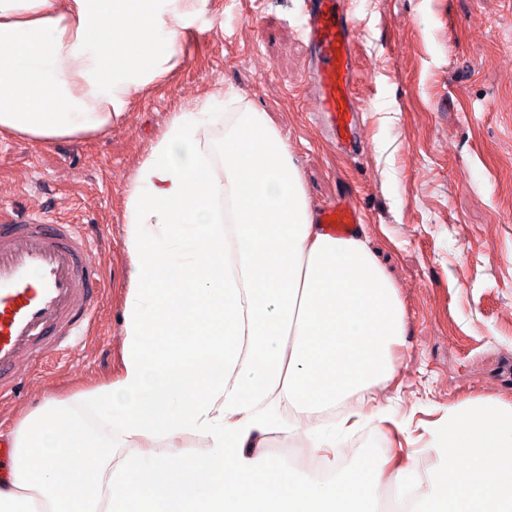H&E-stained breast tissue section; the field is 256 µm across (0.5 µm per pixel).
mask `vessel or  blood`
<instances>
[{
	"mask_svg": "<svg viewBox=\"0 0 512 512\" xmlns=\"http://www.w3.org/2000/svg\"><path fill=\"white\" fill-rule=\"evenodd\" d=\"M337 0H305L302 31L313 49L318 112L335 138L351 137L358 107L348 23ZM317 221L337 237L359 222L354 206L319 208ZM101 287L91 244L75 224L33 213L0 222V400L18 388L22 358L60 354L90 326Z\"/></svg>",
	"mask_w": 512,
	"mask_h": 512,
	"instance_id": "1",
	"label": "vessel or blood"
}]
</instances>
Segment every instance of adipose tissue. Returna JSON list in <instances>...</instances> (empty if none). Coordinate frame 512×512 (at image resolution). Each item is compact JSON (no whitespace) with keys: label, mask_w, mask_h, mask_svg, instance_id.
Here are the masks:
<instances>
[{"label":"adipose tissue","mask_w":512,"mask_h":512,"mask_svg":"<svg viewBox=\"0 0 512 512\" xmlns=\"http://www.w3.org/2000/svg\"><path fill=\"white\" fill-rule=\"evenodd\" d=\"M208 0H0V135L111 130L185 63ZM116 380L50 401L14 434L0 512H512V407L468 400L420 469L338 436L405 421L374 405L407 324L363 235L317 224L267 112L211 95L172 114L123 202ZM298 435L330 476L268 447Z\"/></svg>","instance_id":"1"}]
</instances>
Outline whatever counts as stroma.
Segmentation results:
<instances>
[{
  "mask_svg": "<svg viewBox=\"0 0 512 512\" xmlns=\"http://www.w3.org/2000/svg\"><path fill=\"white\" fill-rule=\"evenodd\" d=\"M300 0H209L184 67L111 131L76 141L0 139V210L79 224L102 272L94 322L64 356L24 359L0 438L46 400L121 368L126 187L189 100L234 91L268 112L313 206L355 205L407 318L394 379L377 401L409 420L357 433L356 457L435 461L437 426L466 399L512 406V0H339L358 78L356 141L315 120Z\"/></svg>",
  "mask_w": 512,
  "mask_h": 512,
  "instance_id": "stroma-1",
  "label": "stroma"
}]
</instances>
